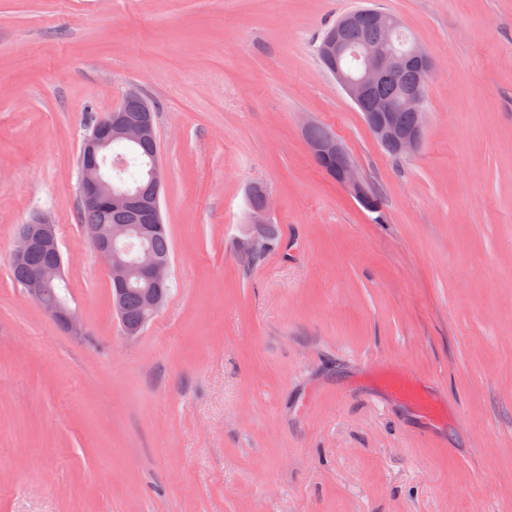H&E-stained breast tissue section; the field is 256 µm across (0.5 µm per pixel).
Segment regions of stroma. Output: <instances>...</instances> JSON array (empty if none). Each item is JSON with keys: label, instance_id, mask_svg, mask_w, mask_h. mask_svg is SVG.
<instances>
[{"label": "stroma", "instance_id": "obj_1", "mask_svg": "<svg viewBox=\"0 0 512 512\" xmlns=\"http://www.w3.org/2000/svg\"><path fill=\"white\" fill-rule=\"evenodd\" d=\"M399 17L436 62L394 159L325 72L322 28ZM155 108L170 291L135 340L80 230L89 122ZM334 134L374 221L314 161ZM282 246L247 264V195ZM56 226L61 329L12 279ZM445 405L427 431L375 369ZM0 512H512V0H0Z\"/></svg>", "mask_w": 512, "mask_h": 512}]
</instances>
